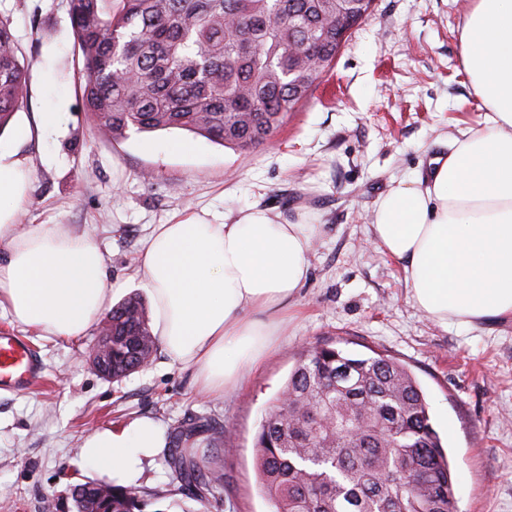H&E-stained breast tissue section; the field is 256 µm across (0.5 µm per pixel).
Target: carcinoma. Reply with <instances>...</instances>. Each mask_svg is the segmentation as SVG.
<instances>
[{
  "instance_id": "cac0c4a2",
  "label": "carcinoma",
  "mask_w": 512,
  "mask_h": 512,
  "mask_svg": "<svg viewBox=\"0 0 512 512\" xmlns=\"http://www.w3.org/2000/svg\"><path fill=\"white\" fill-rule=\"evenodd\" d=\"M81 51L85 111L112 139L131 129H182L224 146L262 143L308 95L297 92V53L328 68L336 37L354 23L336 0H69ZM0 16V128L27 95V72ZM112 378L151 364L158 344L134 295L112 307ZM174 436L168 464L203 495L224 492V472L203 475ZM261 489L273 512H457L451 465L429 405L393 357H353L330 343L304 350L270 402L256 440ZM143 512L141 491L88 481L75 512Z\"/></svg>"
}]
</instances>
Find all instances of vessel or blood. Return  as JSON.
<instances>
[{"mask_svg": "<svg viewBox=\"0 0 512 512\" xmlns=\"http://www.w3.org/2000/svg\"><path fill=\"white\" fill-rule=\"evenodd\" d=\"M43 372L39 357L24 338L0 333V390L25 392L42 378Z\"/></svg>", "mask_w": 512, "mask_h": 512, "instance_id": "b4317fda", "label": "vessel or blood"}]
</instances>
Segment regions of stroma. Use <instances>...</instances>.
I'll return each instance as SVG.
<instances>
[{
	"instance_id": "obj_1",
	"label": "stroma",
	"mask_w": 512,
	"mask_h": 512,
	"mask_svg": "<svg viewBox=\"0 0 512 512\" xmlns=\"http://www.w3.org/2000/svg\"><path fill=\"white\" fill-rule=\"evenodd\" d=\"M466 0H373L324 77L262 145L249 151L172 129L106 138L83 110L82 56L69 0H0L28 74V93L0 145L29 169L13 223L67 224L104 252L115 301L145 295L144 240L175 216L233 214L253 204L283 224H317L309 272L282 319L281 346L221 397L157 352L128 377H99L89 351L99 330L59 339L0 311V329L25 336L45 376L30 390H0V505L69 512L73 485L96 479L79 451L93 430L140 416L165 434L198 427L186 446L202 471L218 468L222 496L201 497L161 449L139 485L143 512H271L254 440L266 407L299 355L325 341L354 356L381 352L418 380L448 449L459 512H512V317L441 326L411 300L399 264L374 242L371 222L393 181L431 170L448 135L481 127L460 55ZM60 113L55 128L40 116ZM187 141L189 152L166 143Z\"/></svg>"
}]
</instances>
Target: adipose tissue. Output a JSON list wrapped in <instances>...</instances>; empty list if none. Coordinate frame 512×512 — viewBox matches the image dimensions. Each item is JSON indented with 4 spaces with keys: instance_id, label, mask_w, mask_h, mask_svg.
<instances>
[{
    "instance_id": "obj_1",
    "label": "adipose tissue",
    "mask_w": 512,
    "mask_h": 512,
    "mask_svg": "<svg viewBox=\"0 0 512 512\" xmlns=\"http://www.w3.org/2000/svg\"><path fill=\"white\" fill-rule=\"evenodd\" d=\"M459 42L486 124L451 137L429 177L395 181L372 224L414 303L442 325L512 315V0H475ZM28 182L0 148V309L49 336L84 335L114 301L105 257L65 224L17 232L10 218ZM318 233V225L282 224L254 205L220 223L189 214L145 239L153 333L203 393L237 388L242 370L274 349L271 317L296 300ZM164 445L163 429L144 417L93 431L80 454L88 469L128 486Z\"/></svg>"
}]
</instances>
